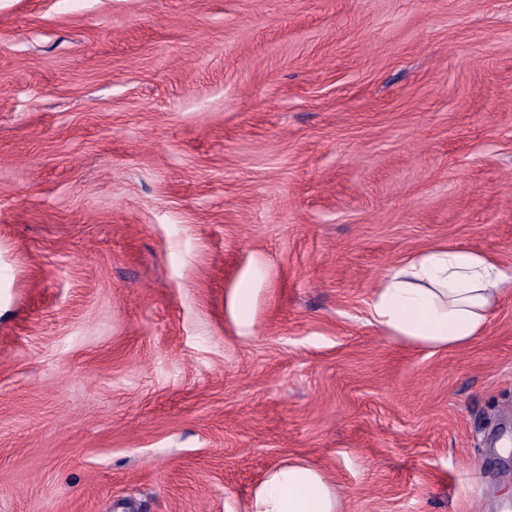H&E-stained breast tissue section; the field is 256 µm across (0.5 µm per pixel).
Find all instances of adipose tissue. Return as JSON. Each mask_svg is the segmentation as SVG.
<instances>
[{
  "label": "adipose tissue",
  "mask_w": 512,
  "mask_h": 512,
  "mask_svg": "<svg viewBox=\"0 0 512 512\" xmlns=\"http://www.w3.org/2000/svg\"><path fill=\"white\" fill-rule=\"evenodd\" d=\"M512 275L483 253L437 246L384 274L369 302L383 334L429 349L469 344L508 288ZM329 475L301 459L272 468L255 487L246 512H345Z\"/></svg>",
  "instance_id": "1"
}]
</instances>
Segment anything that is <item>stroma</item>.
I'll use <instances>...</instances> for the list:
<instances>
[{
  "label": "stroma",
  "mask_w": 512,
  "mask_h": 512,
  "mask_svg": "<svg viewBox=\"0 0 512 512\" xmlns=\"http://www.w3.org/2000/svg\"><path fill=\"white\" fill-rule=\"evenodd\" d=\"M438 244L512 274V0H0V512H512V294L370 322ZM512 275L483 253L437 246L384 274L369 302L383 334L433 350L469 344L510 288ZM329 475L301 459L272 468L255 487L245 512H346Z\"/></svg>",
  "instance_id": "obj_1"
}]
</instances>
